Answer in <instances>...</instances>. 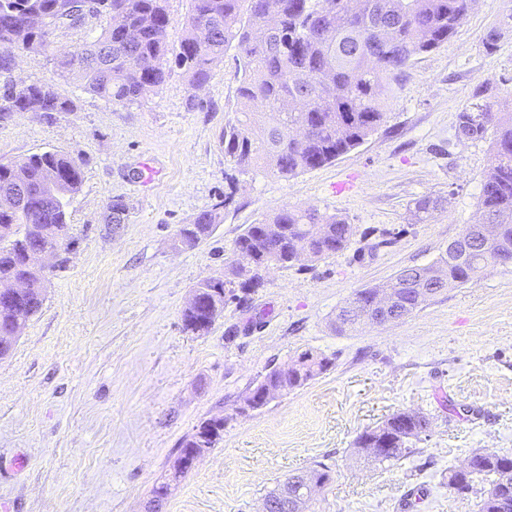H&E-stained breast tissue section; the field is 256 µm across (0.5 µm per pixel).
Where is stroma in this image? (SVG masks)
Returning a JSON list of instances; mask_svg holds the SVG:
<instances>
[{
    "mask_svg": "<svg viewBox=\"0 0 512 512\" xmlns=\"http://www.w3.org/2000/svg\"><path fill=\"white\" fill-rule=\"evenodd\" d=\"M105 16L61 26L43 53L0 70V92L51 85L74 111L18 112L0 121V162L59 150L84 179L69 207L73 243L49 276L41 310L0 361V512H262L265 496L317 464L330 479L306 512H477L448 489V469L477 449L512 452V263L488 267L411 316L339 335L331 321L359 289L432 263L478 222L491 139L458 135L476 98L512 88V0H475L440 48L417 56L386 117L361 146L284 178L240 175L212 235L174 249L182 224L224 194L220 136L235 115V50L192 88L166 81L119 106L59 76L55 55L96 39ZM499 28L494 48L485 35ZM439 199L426 220L415 206ZM125 223L107 221L112 200ZM348 218L347 249L314 266L274 267L248 301L227 303L206 335L183 327L195 285L223 277L246 225L282 208ZM307 350L333 359L308 385L238 413L249 386ZM400 410L432 433L390 467L356 440ZM224 418V434L182 478L183 436Z\"/></svg>",
    "mask_w": 512,
    "mask_h": 512,
    "instance_id": "35a3bbf8",
    "label": "stroma"
}]
</instances>
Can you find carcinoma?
I'll return each mask as SVG.
<instances>
[{
    "mask_svg": "<svg viewBox=\"0 0 512 512\" xmlns=\"http://www.w3.org/2000/svg\"><path fill=\"white\" fill-rule=\"evenodd\" d=\"M89 12L122 17L101 35L54 57L61 76L116 105L136 102L162 86L170 61L199 88L226 51L237 49L236 97L241 108L224 126V156L234 170L263 169L281 177L322 167L362 145L383 123L386 96L399 85L416 56L448 42L475 0H191L185 34L169 47L166 0H86ZM57 0H0V69L10 68L15 54L49 46V31L75 27L80 19H63ZM39 15L45 27L33 29L28 17ZM74 103L52 86L29 84L0 95V119L14 112H72ZM458 128L471 139L493 135L492 154L480 196L482 223L498 232L487 238L469 225L473 252L464 263L441 256L422 267L400 271L391 280L354 293L340 306L332 326L339 335L374 324L378 294L395 297L406 317L444 291L473 280L491 261L512 257V112L485 101L457 115ZM309 128L305 141L293 138ZM83 181L81 165L59 151L29 155L22 163H0V195L17 185L24 196L11 208L0 206V280H18L28 291L17 303L0 306V360L9 357L18 320L38 313L48 278L28 265L27 251L56 250L52 269L66 262L70 224L68 208ZM224 199L182 225L176 244L194 248L224 219L237 190V177L225 174ZM322 225V235L307 230ZM354 225L340 215L314 208H285L248 225L237 237L226 280H203L193 290L194 307L183 310L184 328L197 335L216 321L213 308L244 301L262 286L261 270L288 268L304 259L319 262L346 249ZM332 359L306 351L286 370L273 369L248 389L244 401L260 397L266 405L327 372ZM430 419L421 412L398 411L381 425L365 430L357 447L371 451L378 465H391L411 453L412 444L429 436ZM224 422L210 418L181 440L178 458L197 448H213L222 439ZM471 465L448 468V490L465 497L483 487L479 512H512V453L475 451ZM330 478L328 467L287 478L270 491L268 512H303L311 491Z\"/></svg>",
    "mask_w": 512,
    "mask_h": 512,
    "instance_id": "1",
    "label": "carcinoma"
}]
</instances>
